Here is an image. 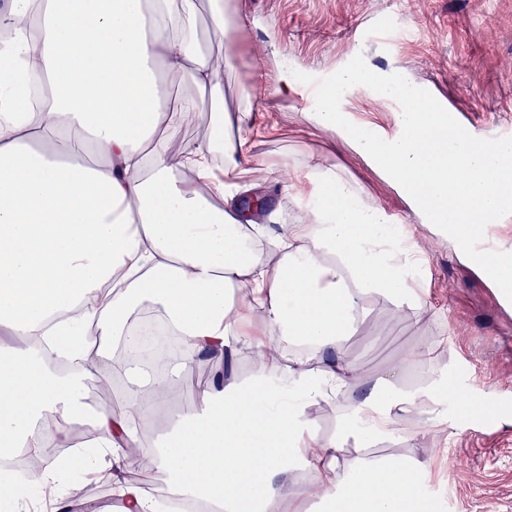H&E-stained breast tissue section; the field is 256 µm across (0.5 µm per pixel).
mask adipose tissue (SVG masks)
<instances>
[{
  "instance_id": "obj_1",
  "label": "adipose tissue",
  "mask_w": 512,
  "mask_h": 512,
  "mask_svg": "<svg viewBox=\"0 0 512 512\" xmlns=\"http://www.w3.org/2000/svg\"><path fill=\"white\" fill-rule=\"evenodd\" d=\"M227 37L237 0H5L0 5V458L66 447L72 428L91 434L66 469L31 476L56 483L138 447L148 389L202 356L215 365L252 350L250 383L221 376L187 393L189 406L157 443L138 480L116 479L123 512H155L150 488L215 502L221 512H430L426 462L407 454L348 459L402 434L411 408L450 387L436 365L413 383L409 351L365 379L347 359L355 314L374 292L404 295L412 254L391 241V217L319 159L298 172L305 217L272 231L247 224L239 196L255 171L237 113L213 115L214 137L174 146L196 110L192 97L163 102L170 85L224 96L229 48L203 51L197 14ZM279 254L253 257L251 238ZM153 315L183 340L175 362L150 369L114 356L135 318ZM77 353L83 375L54 371L40 341ZM289 358H282V351ZM124 379L108 406L89 407L86 380ZM367 387L321 439L310 408Z\"/></svg>"
}]
</instances>
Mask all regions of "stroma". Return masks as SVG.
Masks as SVG:
<instances>
[{
  "label": "stroma",
  "mask_w": 512,
  "mask_h": 512,
  "mask_svg": "<svg viewBox=\"0 0 512 512\" xmlns=\"http://www.w3.org/2000/svg\"><path fill=\"white\" fill-rule=\"evenodd\" d=\"M380 12L410 32L398 52L355 43L358 29ZM232 38L237 50L224 73V107L243 112L250 156L280 168L277 179L260 185L272 204L265 220L289 224L299 216L291 184L316 154L362 186L367 202L399 214L428 267L414 301L367 297L346 352L368 378L404 351L428 347L458 390L450 403L412 411L406 435L379 442L374 456L429 459L433 512H512V417L488 427L459 408L512 393V307L498 306L483 274L456 256L447 236L417 220L397 185L335 133L313 125L301 85L278 83L290 69L330 75L360 53L371 70L400 68L430 86L460 118L512 119V0H244Z\"/></svg>",
  "instance_id": "stroma-1"
}]
</instances>
